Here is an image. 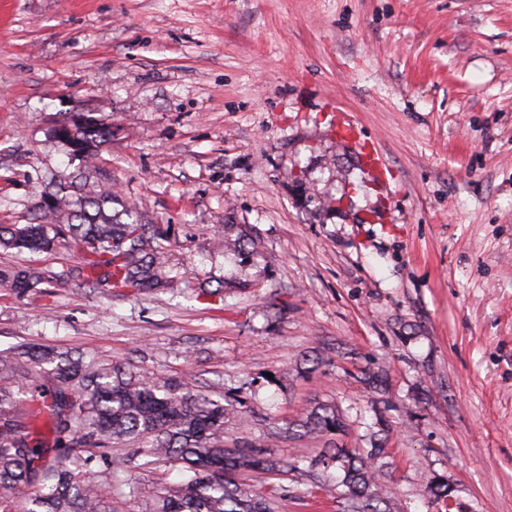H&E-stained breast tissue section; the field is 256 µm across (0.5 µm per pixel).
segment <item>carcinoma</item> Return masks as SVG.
I'll return each instance as SVG.
<instances>
[{"label":"carcinoma","mask_w":512,"mask_h":512,"mask_svg":"<svg viewBox=\"0 0 512 512\" xmlns=\"http://www.w3.org/2000/svg\"><path fill=\"white\" fill-rule=\"evenodd\" d=\"M84 124L64 131L58 142L82 154V168L70 181L53 185V202L38 208L35 221L1 224L0 247L19 253L48 252L62 246L81 255L79 273L91 288H123L145 293L168 284L161 262L159 228L141 223L112 191L81 192L100 147L111 133L100 120L82 115ZM71 271L54 275L30 265L0 268V283L18 294L65 284ZM26 383L7 378L18 371ZM231 409L191 382H156L123 366L104 364L53 348L20 344L0 351V512H114L112 491L85 479L100 459L126 447L115 461L127 471L137 494L136 470L160 461H179L189 476L150 491L147 512H277L285 497L262 496L238 482L283 468L259 449L224 447V419ZM336 411L313 408L303 423L321 436L336 430ZM339 463L336 478L342 512H386L374 457L336 448L310 465Z\"/></svg>","instance_id":"obj_1"}]
</instances>
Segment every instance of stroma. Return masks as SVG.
Here are the masks:
<instances>
[{"label":"stroma","instance_id":"stroma-1","mask_svg":"<svg viewBox=\"0 0 512 512\" xmlns=\"http://www.w3.org/2000/svg\"><path fill=\"white\" fill-rule=\"evenodd\" d=\"M77 113L112 126L89 190L161 228L173 284L0 285V350L196 381L235 408L225 447L287 462L262 490L288 512H337L311 459L375 445L389 512H512V0H0V224L75 172L48 128ZM18 263L80 260L0 248ZM318 405L341 427L299 435ZM184 474L140 472L138 495L104 461L89 479L143 512ZM360 155L367 172L377 183L384 186L388 178L386 174L387 164L383 154L375 149L373 151H366L365 145H361Z\"/></svg>","mask_w":512,"mask_h":512}]
</instances>
